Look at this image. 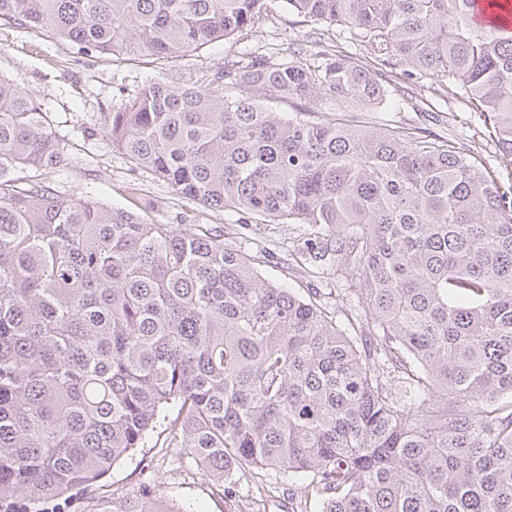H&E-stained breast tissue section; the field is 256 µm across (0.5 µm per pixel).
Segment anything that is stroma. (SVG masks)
Segmentation results:
<instances>
[{
  "label": "stroma",
  "mask_w": 512,
  "mask_h": 512,
  "mask_svg": "<svg viewBox=\"0 0 512 512\" xmlns=\"http://www.w3.org/2000/svg\"><path fill=\"white\" fill-rule=\"evenodd\" d=\"M314 30V24L278 9L234 39L212 43L188 59L140 56L115 62L87 57L76 47L52 41L32 29L1 27L0 74L51 112L60 133L70 141L68 166L42 176L53 189L115 207L125 206L130 189H137L142 205L157 222L223 227L225 237L241 241L249 254L267 251L279 257V264H260L263 275L273 276L289 288L307 289L316 287V278L305 272L301 262L283 256L280 248L285 238L298 235V225L226 223L223 212L183 199L113 150L102 130L101 117L118 110L149 81L182 85L250 53L280 58L290 49L309 44ZM397 96L399 107L384 115L388 124L427 127L456 137L476 146L487 169L499 171L493 142L478 114L462 99L428 82L403 86ZM147 483L167 500L197 506L200 512H299L298 497L278 471L245 468L232 472L222 494L190 457L168 447L162 433L114 465L101 489L130 493Z\"/></svg>",
  "instance_id": "35a3bbf8"
}]
</instances>
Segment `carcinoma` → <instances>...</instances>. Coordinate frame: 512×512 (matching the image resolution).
<instances>
[{
  "mask_svg": "<svg viewBox=\"0 0 512 512\" xmlns=\"http://www.w3.org/2000/svg\"><path fill=\"white\" fill-rule=\"evenodd\" d=\"M272 0H0V26L91 58L191 57ZM364 52L241 58L144 85L112 148L230 224L357 285L351 319L224 231L42 181L68 140L0 75V512H65L166 424L205 477L275 469L307 512H512V185L423 128L362 124L389 87L464 100L512 168V31L471 0H280ZM297 99L309 108L275 112ZM83 512H196L145 486ZM473 20L483 26H504L511 28L510 14H502L492 10V1L474 0Z\"/></svg>",
  "mask_w": 512,
  "mask_h": 512,
  "instance_id": "1",
  "label": "carcinoma"
}]
</instances>
